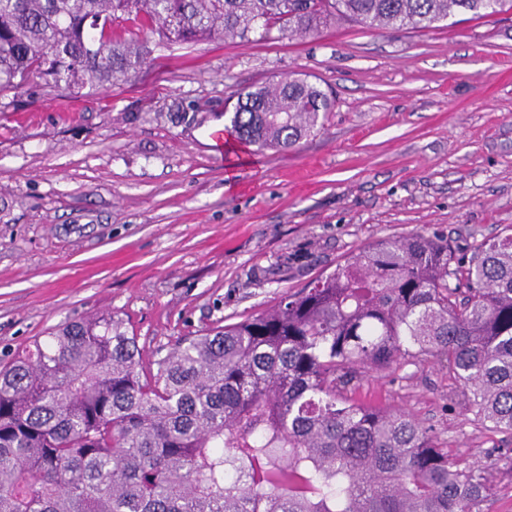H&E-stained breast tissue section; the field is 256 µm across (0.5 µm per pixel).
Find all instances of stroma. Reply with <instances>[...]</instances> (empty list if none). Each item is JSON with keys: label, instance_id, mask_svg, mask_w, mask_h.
I'll return each mask as SVG.
<instances>
[{"label": "stroma", "instance_id": "35a3bbf8", "mask_svg": "<svg viewBox=\"0 0 512 512\" xmlns=\"http://www.w3.org/2000/svg\"><path fill=\"white\" fill-rule=\"evenodd\" d=\"M293 75L333 93L285 151L224 130L239 92ZM0 111V363L60 325L115 314L144 362L260 314L387 236L459 251L512 233V15L427 30L338 22L159 52L69 111L40 81ZM410 413L449 458L493 462L485 512H512V434L473 420L445 361L355 381Z\"/></svg>", "mask_w": 512, "mask_h": 512}]
</instances>
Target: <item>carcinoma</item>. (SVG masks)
<instances>
[{
  "label": "carcinoma",
  "mask_w": 512,
  "mask_h": 512,
  "mask_svg": "<svg viewBox=\"0 0 512 512\" xmlns=\"http://www.w3.org/2000/svg\"><path fill=\"white\" fill-rule=\"evenodd\" d=\"M508 11L512 0H0V98L36 78L114 86L159 48L259 29H432ZM333 107L317 84L279 79L239 93L231 134L286 150ZM424 355L448 361L478 421L512 432V234L467 257L442 237L378 239L146 367L122 318L74 321L0 365V512H483L489 467L448 458L408 413L347 396Z\"/></svg>",
  "instance_id": "obj_1"
}]
</instances>
